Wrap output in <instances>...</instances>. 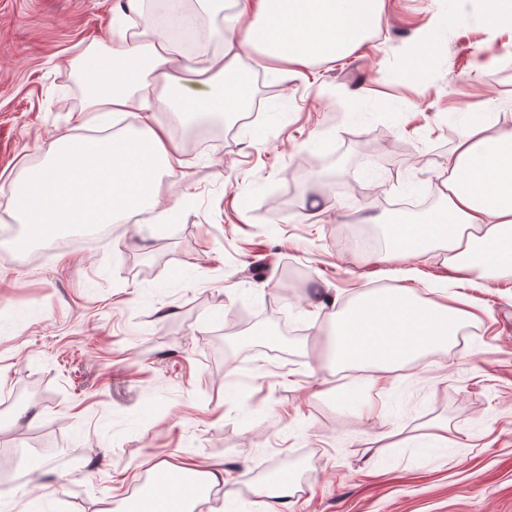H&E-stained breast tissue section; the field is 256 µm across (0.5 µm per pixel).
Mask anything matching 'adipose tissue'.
Masks as SVG:
<instances>
[{
    "label": "adipose tissue",
    "instance_id": "obj_1",
    "mask_svg": "<svg viewBox=\"0 0 512 512\" xmlns=\"http://www.w3.org/2000/svg\"><path fill=\"white\" fill-rule=\"evenodd\" d=\"M232 14L222 48L194 67L176 59L163 30L127 0L103 49L79 62L86 112L138 115L135 129L102 137L59 138L46 162L10 186V216L32 235L118 224L145 210L167 223L176 204L159 200L164 172L184 167L177 134L201 119L244 111L253 69L242 61L285 62L297 73L341 59L379 27L384 0H226ZM166 109L176 125L155 122ZM446 193L423 220L387 221L385 262L436 247L459 279L483 287L512 276V127L474 121L448 160ZM471 318L460 307L422 299L411 289L379 288L333 313L327 361L336 371L366 367L379 384L397 366L447 349Z\"/></svg>",
    "mask_w": 512,
    "mask_h": 512
}]
</instances>
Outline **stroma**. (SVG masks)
I'll list each match as a JSON object with an SVG mask.
<instances>
[{
  "label": "stroma",
  "instance_id": "1",
  "mask_svg": "<svg viewBox=\"0 0 512 512\" xmlns=\"http://www.w3.org/2000/svg\"><path fill=\"white\" fill-rule=\"evenodd\" d=\"M117 7L0 0V213L56 137L113 131L82 111L72 63L109 41ZM443 8L386 0L372 38L317 64L316 84L265 70L252 99L280 112L185 147L187 167L162 178L180 204L164 227L137 214L57 249L0 223V452L47 451L0 512H126L157 464L187 460L224 470L193 512H220L229 489L253 502L273 469L295 489L283 512H512V278L469 288L433 250L407 279L360 243L382 238L366 214L439 197L460 113L512 127V32L469 0L441 53L415 52ZM317 194L333 208L310 224ZM379 288L456 298L475 318L375 388L320 365L331 313ZM264 325L283 327L278 345L251 341ZM19 388L36 395L10 404Z\"/></svg>",
  "mask_w": 512,
  "mask_h": 512
}]
</instances>
